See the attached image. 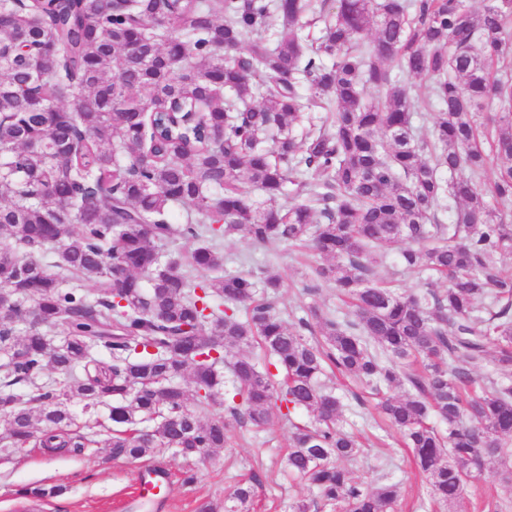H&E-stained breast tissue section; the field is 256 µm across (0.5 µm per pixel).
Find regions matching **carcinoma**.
Here are the masks:
<instances>
[{"mask_svg": "<svg viewBox=\"0 0 512 512\" xmlns=\"http://www.w3.org/2000/svg\"><path fill=\"white\" fill-rule=\"evenodd\" d=\"M505 62L512 0H339L332 14L316 0H0L6 447L80 453L94 440L72 404H105L112 458L171 449L192 483L194 461L228 444L230 422L211 412L222 398L257 430L288 420V475L316 491L291 512H393L399 483L346 466L361 448L323 380L334 368L411 448L431 503L456 512L512 441ZM403 76L430 82L427 137ZM238 233L324 260L307 290L332 286L343 307L304 309L316 336L290 331L279 277L224 269L218 241ZM178 238L196 243L184 258L164 251ZM389 249L427 274L419 292L374 278ZM488 365L508 380L477 394ZM253 497L237 484L224 512Z\"/></svg>", "mask_w": 512, "mask_h": 512, "instance_id": "1", "label": "carcinoma"}]
</instances>
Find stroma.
Here are the masks:
<instances>
[{
    "mask_svg": "<svg viewBox=\"0 0 512 512\" xmlns=\"http://www.w3.org/2000/svg\"><path fill=\"white\" fill-rule=\"evenodd\" d=\"M222 249L228 270L267 265L282 277L281 309L290 311L314 303L335 307V289L325 286L313 294L306 290L310 270L320 262L313 253L288 246L266 252L240 234L224 239ZM335 387L344 398V427L365 445L363 454L350 462V469L368 481L384 475L398 482V512H433L424 498L410 449L377 421L373 400L367 396L355 399L349 381H337ZM290 435L284 421L268 431L255 430L247 423L233 424L228 447L199 462L197 479L190 485L182 482L181 457L171 451L130 463L108 458L96 445L79 454L49 453L41 448L16 452L0 447V512H196L204 501L223 505L231 488L242 480L253 485V512H289L290 503L305 491L285 467ZM152 471L164 473L166 482L157 503L143 509L136 492L141 479ZM35 485H61L65 491L34 505L20 492ZM462 507L464 512H512V486L501 480L495 467H487L481 480L468 487Z\"/></svg>",
    "mask_w": 512,
    "mask_h": 512,
    "instance_id": "1",
    "label": "stroma"
}]
</instances>
